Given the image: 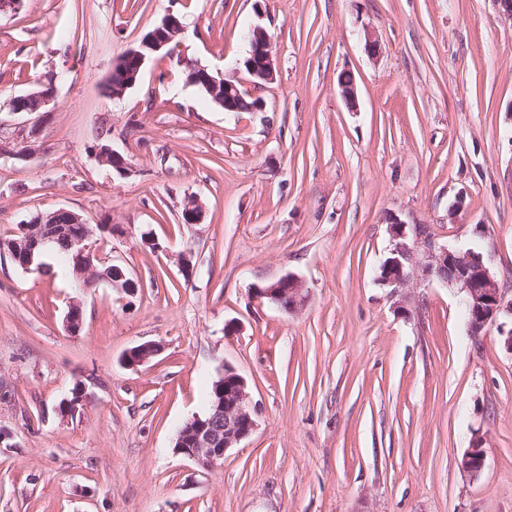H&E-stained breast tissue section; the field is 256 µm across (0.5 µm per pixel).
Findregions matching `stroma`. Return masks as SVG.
Returning <instances> with one entry per match:
<instances>
[{"label":"stroma","mask_w":512,"mask_h":512,"mask_svg":"<svg viewBox=\"0 0 512 512\" xmlns=\"http://www.w3.org/2000/svg\"><path fill=\"white\" fill-rule=\"evenodd\" d=\"M169 12L176 44L109 97L113 61ZM255 25L277 78L263 111H224L184 64L245 77ZM47 86L48 111L11 113ZM21 126L37 136L0 159V240L70 210L111 225L88 245L137 288L0 252V512H512L503 335L471 333L458 288L379 280L396 217L482 254L512 299V20L494 0H22L0 11V139ZM288 275L295 312L257 294ZM228 366L256 427L207 468L173 446ZM484 455L482 444L477 440L462 457L461 469L471 478L479 477L484 467Z\"/></svg>","instance_id":"35a3bbf8"}]
</instances>
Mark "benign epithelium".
Here are the masks:
<instances>
[{
  "instance_id": "1",
  "label": "benign epithelium",
  "mask_w": 512,
  "mask_h": 512,
  "mask_svg": "<svg viewBox=\"0 0 512 512\" xmlns=\"http://www.w3.org/2000/svg\"><path fill=\"white\" fill-rule=\"evenodd\" d=\"M183 24L173 13L166 14L159 25L142 41L140 48L128 49L125 54L112 65L106 84L117 86L120 92L112 94L119 98L123 92L136 83L147 62L143 50L153 53L163 50L172 39L181 34ZM249 57L244 63L246 72L251 78L253 88L271 83L278 72L277 61L272 50L271 36L268 31L255 25L250 30ZM193 77L189 84L203 86L212 94L218 95L216 103L224 110H233L235 99L253 93L241 89L240 82L233 77L214 75L206 68L193 63L190 66ZM36 97L39 99L37 111L42 112L54 99L51 90H36L10 101L14 113L29 112L21 106V102ZM32 147L24 134L17 135L15 141L0 144V155L9 154L17 159L30 155ZM415 240L423 243L425 261H420L417 250L407 243L406 224L392 220L390 233L394 248L391 257L382 265L383 275L379 281L393 288H402L414 276L436 277L446 285L459 288L465 295L468 312V325L472 333L478 335L489 326L505 316H512V299L506 296L495 277L485 264L482 255L471 251H453L436 244L433 237L426 235L420 225L412 228ZM91 233L89 225L82 218L69 210L58 209L38 216L31 224H26L21 230L22 241L11 243L12 251L17 247L25 248L28 269L33 264L34 253L41 251L58 237L68 239L73 261V272L78 278L93 271V264L88 257L92 256L86 244ZM258 294L268 298L273 303L295 310L304 301L303 288L298 279L286 276L268 288L258 289ZM158 352L154 343H145L129 349L125 358L131 359L130 365L144 363ZM219 395L213 407V413L201 417H192L186 422L176 438L174 452L198 464L212 467L224 459L226 451L236 447L248 438L255 429L247 382L233 368L226 367L217 383ZM461 469L472 478L480 476L484 467V449L480 442H475L472 448L462 457Z\"/></svg>"
}]
</instances>
